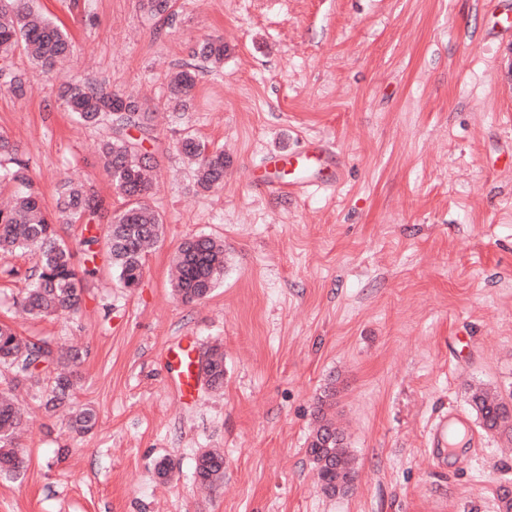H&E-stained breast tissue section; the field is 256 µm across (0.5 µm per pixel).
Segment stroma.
<instances>
[{
    "label": "stroma",
    "mask_w": 512,
    "mask_h": 512,
    "mask_svg": "<svg viewBox=\"0 0 512 512\" xmlns=\"http://www.w3.org/2000/svg\"><path fill=\"white\" fill-rule=\"evenodd\" d=\"M74 52L45 75L24 49L7 62L28 87L0 82V134L21 149L47 213L71 179L112 213L126 201L99 159L110 121L77 123L58 97L81 79L145 97L144 142L164 233L143 277L123 287L105 258L81 312L31 320L16 301L33 253H0V322L60 349L79 347L75 400L97 427L72 436L62 415L18 391L25 474L0 477V512H500L512 439L484 432L482 388L512 398V72L487 32L512 0H35ZM220 36L221 66L197 59ZM195 64L187 110L172 73ZM192 133L224 151V186L197 189L177 150ZM320 138L345 178L281 198L261 157ZM224 244V274L196 303L170 284L177 247ZM220 347L224 387L182 399L160 358L182 337ZM344 433L357 473L327 496L307 454L317 411ZM467 420L461 452L439 457L431 425ZM224 457V485L197 492L195 463ZM173 458L168 482L156 463Z\"/></svg>",
    "instance_id": "1"
}]
</instances>
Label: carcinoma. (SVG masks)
<instances>
[{"mask_svg": "<svg viewBox=\"0 0 512 512\" xmlns=\"http://www.w3.org/2000/svg\"><path fill=\"white\" fill-rule=\"evenodd\" d=\"M32 0H0V60L5 61L18 47H23L32 61L45 72L74 49L68 34L38 13ZM224 40L213 36L199 44L195 56L213 64L224 60ZM197 74L188 65L175 73L169 82L170 101L184 107L191 100ZM60 97L76 121L95 125L104 118L112 122V136L100 148L102 166L114 188L127 200L126 207L105 217L103 201L82 187L65 181L61 185L56 212L47 214L38 192L28 175V161L19 147L0 135V160L12 164L0 169V182L16 185L12 204L0 209V251H30L36 257L31 283L17 304L34 318L55 314H76L83 302L82 283L96 274V260L105 251L109 263L119 272L126 288L140 281L143 247L161 238L164 220L149 204L154 164L144 148V138L132 136L136 129L148 133L152 112L132 95L107 91L82 81L62 86ZM179 151L195 165V184L203 191L220 189L224 184V151L211 149L195 135L186 133ZM82 225L81 246L86 265L80 270L57 225ZM224 273V245L207 237L196 236L183 242L175 252L172 287L185 304L209 296ZM77 352L59 354L45 340H32L18 335L8 324L0 322V365L12 374L16 389L29 385L44 386L41 405L48 412L72 403L79 376ZM205 375L213 389L224 385V352L210 349L205 361ZM471 406L486 430L508 426L509 414L500 397L475 392ZM319 424L308 442L307 453L314 465L322 491L336 495V487L348 486L355 480V470L343 439L318 411ZM26 420L24 410L16 405L9 392H0V475L18 477L28 468L27 453L14 445L15 436ZM98 423L97 410L82 405L72 411L69 427L76 433L91 431ZM198 480L213 489L224 484V458L215 452H204L196 461Z\"/></svg>", "mask_w": 512, "mask_h": 512, "instance_id": "1", "label": "carcinoma"}]
</instances>
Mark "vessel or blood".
Listing matches in <instances>:
<instances>
[{
    "label": "vessel or blood",
    "mask_w": 512,
    "mask_h": 512,
    "mask_svg": "<svg viewBox=\"0 0 512 512\" xmlns=\"http://www.w3.org/2000/svg\"><path fill=\"white\" fill-rule=\"evenodd\" d=\"M335 147L326 141L313 139L296 152H272L263 156L260 166L270 173L265 190L273 195L299 196L314 189L336 187L344 178V170L334 164ZM287 173L288 181L278 180V173ZM167 363L177 375V387L182 398H190L198 377L197 346L193 338L183 337L163 351Z\"/></svg>",
    "instance_id": "1"
}]
</instances>
